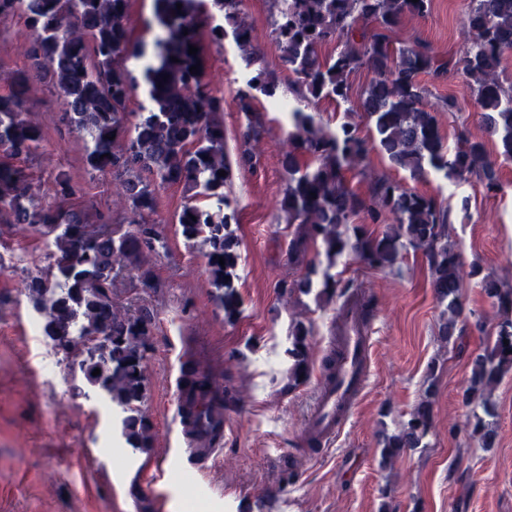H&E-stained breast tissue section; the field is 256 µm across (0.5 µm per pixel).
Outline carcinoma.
<instances>
[{"label":"carcinoma","instance_id":"carcinoma-1","mask_svg":"<svg viewBox=\"0 0 512 512\" xmlns=\"http://www.w3.org/2000/svg\"><path fill=\"white\" fill-rule=\"evenodd\" d=\"M182 4L177 8L176 4ZM242 0H154L159 34L147 47L130 42V0H0V17L25 18L31 37L23 47L28 66L11 78L8 94L0 95V223L35 228L52 245L49 264L30 277L26 291L42 317L43 335L76 367L90 387L102 391L120 409V434L133 450L149 447L151 425L144 412L145 363L154 314L118 307L113 285L129 267L139 271L141 286H151L149 256L166 248L159 225L151 219L158 207V190L185 184L204 204H185L175 216L183 239L198 246L206 258L214 296L224 318L240 312L234 280L238 243L228 231L236 210L224 195L231 165L224 153V96L208 88L204 73L190 68L201 62L189 46L202 48L203 36L213 42L232 37L245 67L262 62L251 25L243 16ZM272 35L279 45L281 63L294 76L290 92L298 100L291 112L282 167L288 184L280 209L297 229L288 246L291 259H305L317 247L325 267L291 282L283 280L284 294H308L318 289L321 298L340 287L331 270L337 260L354 256L364 265L391 269L401 253L422 252L432 275L437 298L446 303L439 325L443 342L463 336L460 290L465 271L450 242L451 209L430 195L406 188L384 174L369 170L376 152L390 164L424 178L431 173L461 182L474 179L493 190L498 186L496 162L485 142L462 136L448 149L437 113L454 108L445 100L427 103V87L420 77H444L456 67L465 76L489 134L496 139L497 155L512 160V85L501 78V62L512 51V0H470L463 23L465 47L456 58L445 59L421 41L398 40L396 31L408 16L429 12L432 0H271ZM151 53L154 62L137 81L128 67L132 58ZM177 61H171V58ZM365 68L373 74L354 102L349 76ZM51 77L58 89L63 120L86 140L89 168L109 173L118 194L128 204V227L102 215L98 224L76 204L81 188L69 177H55L59 202L43 205L28 194V174L14 161L35 155L45 140L43 128L27 117V98L34 81ZM144 101L129 111L137 89ZM276 78L260 68L238 94L243 131L237 164L252 168L257 146L265 133L263 115L256 108L257 94L273 97ZM321 100L344 106L347 121L332 131L308 111ZM371 124L359 135L353 118ZM115 135L110 140L108 136ZM359 170L368 180L363 194L350 185L348 173ZM225 175H219L220 171ZM366 215L372 224L392 223L380 235L353 219ZM225 259V265L219 259ZM502 315L495 338L481 353L468 355L470 385L463 401L483 402L512 372V289L485 276L480 282ZM301 323L293 326L290 368L294 383L309 372L307 336ZM100 369V374L92 372ZM184 422L201 438L214 442L224 431L216 413L227 401L213 378L194 366L182 372ZM431 401L421 400L403 430L385 438L382 457L392 458L404 448H417L431 426ZM472 433L481 446L491 448L497 432L476 418Z\"/></svg>","mask_w":512,"mask_h":512}]
</instances>
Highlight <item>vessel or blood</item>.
I'll list each match as a JSON object with an SVG mask.
<instances>
[{
    "instance_id": "obj_1",
    "label": "vessel or blood",
    "mask_w": 512,
    "mask_h": 512,
    "mask_svg": "<svg viewBox=\"0 0 512 512\" xmlns=\"http://www.w3.org/2000/svg\"><path fill=\"white\" fill-rule=\"evenodd\" d=\"M340 356L336 380L318 390L315 408L307 424L308 437L328 445L344 425V419L363 390L369 361V338L352 310H344L337 338Z\"/></svg>"
}]
</instances>
